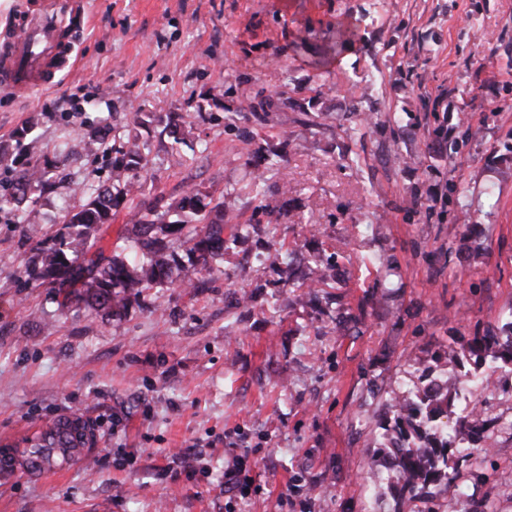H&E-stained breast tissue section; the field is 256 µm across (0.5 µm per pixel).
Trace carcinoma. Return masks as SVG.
<instances>
[{
	"instance_id": "obj_1",
	"label": "carcinoma",
	"mask_w": 512,
	"mask_h": 512,
	"mask_svg": "<svg viewBox=\"0 0 512 512\" xmlns=\"http://www.w3.org/2000/svg\"><path fill=\"white\" fill-rule=\"evenodd\" d=\"M294 108L297 103L284 89L252 111H266L272 107ZM81 142L61 144L54 159L31 161L19 152L11 163L18 166V174L8 195L0 196V208L11 205L24 207L25 221L36 213L41 193L52 186L59 165L68 157L79 153ZM111 175L108 183L93 188L79 186L86 195L83 204L63 216L65 231L41 240L35 247L22 287L33 282L50 288H75L76 298L86 307L112 316L125 307L130 297L143 291L164 287L174 271L184 268L182 258L199 271H211L214 259L224 255V221L237 219L224 198H213L197 185L184 191L176 204H163V195L154 196L145 207L143 218L132 225L126 249L128 257L120 253L105 255L100 245V229L109 224L121 204L145 194L146 182L140 172L148 161L139 147L128 141L112 137ZM269 172L280 176L277 192L269 191L265 174L256 175L246 186L247 194L257 202L256 210L277 224L287 215L288 194L291 189L286 180L287 159L277 150L263 157ZM202 228H197V225ZM270 265L288 274L291 253L282 243L271 245L266 256ZM335 268L329 260L317 255L302 273L308 292L300 296L303 302L319 297L320 289L334 280ZM511 334L498 336L485 332L473 336L466 344L448 346L443 358L460 367L472 360L486 364L495 372L498 363L512 364ZM495 390V380L485 376L483 382L472 386V396L462 399L456 384L436 379L423 386L406 390L390 406L392 417L384 425L386 442L376 450L369 464L368 474L378 468L386 471V483L396 497L394 512H419L416 503L429 498L431 489L442 484L449 486L463 477L460 465L470 469L478 467L484 455L472 456L455 442V435H467L475 444L489 437L498 425V419L485 414L483 404ZM94 438L89 423L81 416L72 415L55 420L44 432L43 438L27 449V453L50 460L58 455L68 456L71 451L82 452Z\"/></svg>"
}]
</instances>
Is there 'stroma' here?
I'll list each match as a JSON object with an SVG mask.
<instances>
[{"label":"stroma","instance_id":"stroma-1","mask_svg":"<svg viewBox=\"0 0 512 512\" xmlns=\"http://www.w3.org/2000/svg\"><path fill=\"white\" fill-rule=\"evenodd\" d=\"M76 64L52 88H0V155L82 139L33 223L0 212V459L71 414L85 458L48 476L0 467V512H393L367 477L391 399L443 352L512 322V0H89ZM353 29L337 42L336 27ZM289 88L298 109L255 116L244 91ZM321 124L300 123L301 112ZM372 113L362 122L361 112ZM181 124L184 140L163 129ZM252 147L285 145L299 224L261 225L214 264L105 317L21 288L32 246L111 167L103 135L150 152L166 202L187 186L244 190ZM209 154L200 158L198 139ZM330 256L337 304L297 303L269 243ZM252 298L238 308L240 295ZM428 512H512V431ZM248 451L252 491L224 470Z\"/></svg>","mask_w":512,"mask_h":512}]
</instances>
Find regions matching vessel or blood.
Listing matches in <instances>:
<instances>
[{
    "label": "vessel or blood",
    "mask_w": 512,
    "mask_h": 512,
    "mask_svg": "<svg viewBox=\"0 0 512 512\" xmlns=\"http://www.w3.org/2000/svg\"><path fill=\"white\" fill-rule=\"evenodd\" d=\"M85 14V0H39L26 10L0 63V84L19 95L49 86L70 63L64 34L75 18Z\"/></svg>",
    "instance_id": "vessel-or-blood-1"
}]
</instances>
